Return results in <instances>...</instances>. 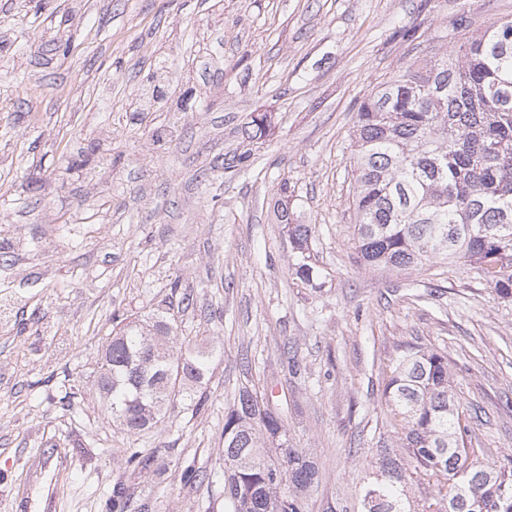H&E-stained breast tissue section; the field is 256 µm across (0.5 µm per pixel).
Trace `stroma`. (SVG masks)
I'll return each instance as SVG.
<instances>
[{
  "label": "stroma",
  "instance_id": "35a3bbf8",
  "mask_svg": "<svg viewBox=\"0 0 512 512\" xmlns=\"http://www.w3.org/2000/svg\"><path fill=\"white\" fill-rule=\"evenodd\" d=\"M507 17L512 0H0V512H225L244 386L273 391L317 464L308 512H356L412 348L447 355L479 459L512 456V302L450 260L364 266L351 208L364 99ZM283 191L314 227L309 282ZM166 307L217 354L199 404L131 435L100 395L104 344L113 313ZM131 448L160 459L131 474ZM287 200L280 199L275 203L274 214L279 224H284L288 236V243L294 254L301 256L302 260L294 264L295 274L304 281L313 280L314 268L307 262L306 252L309 250L313 227L310 224H292L290 209L288 210ZM276 207V210H275Z\"/></svg>",
  "mask_w": 512,
  "mask_h": 512
}]
</instances>
